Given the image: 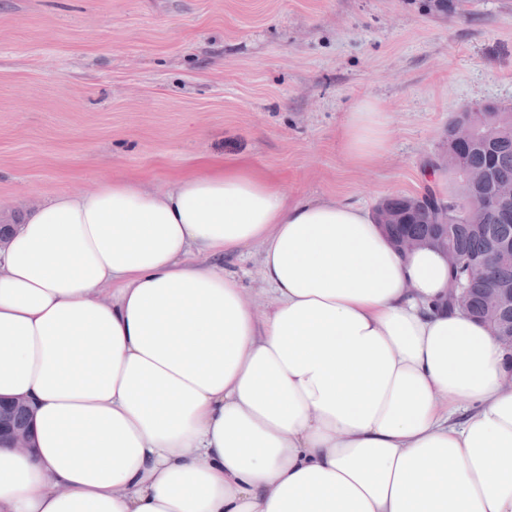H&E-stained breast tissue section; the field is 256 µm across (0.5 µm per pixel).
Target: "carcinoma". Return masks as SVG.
I'll use <instances>...</instances> for the list:
<instances>
[{
	"label": "carcinoma",
	"instance_id": "1",
	"mask_svg": "<svg viewBox=\"0 0 512 512\" xmlns=\"http://www.w3.org/2000/svg\"><path fill=\"white\" fill-rule=\"evenodd\" d=\"M472 0H423L422 7L429 13L465 15ZM475 122L474 141L457 146L451 136H446L442 147L460 150L462 166L460 175L453 180L466 184L472 210L467 218L456 208L455 195L443 200L429 189L417 196L423 207L413 211L410 197L393 196L390 205L403 214L404 228L412 234L425 235L434 225L447 223L448 248L461 259L448 272V294H453L455 284H462L468 275L469 264L482 260L492 248L504 252V258L491 270L486 286L506 290L512 296V221L501 220L496 208L480 206L481 201L495 186L512 188V107L499 104L486 105V111L477 116L455 115L453 121ZM469 317L487 324L495 336H512V305L504 309H488L474 293Z\"/></svg>",
	"mask_w": 512,
	"mask_h": 512
}]
</instances>
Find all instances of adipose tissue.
Returning <instances> with one entry per match:
<instances>
[{"instance_id": "obj_1", "label": "adipose tissue", "mask_w": 512, "mask_h": 512, "mask_svg": "<svg viewBox=\"0 0 512 512\" xmlns=\"http://www.w3.org/2000/svg\"><path fill=\"white\" fill-rule=\"evenodd\" d=\"M364 99L342 147L389 145ZM262 247L257 319L225 255ZM448 261L248 168L106 178L0 248V512H512V383ZM19 411H24L28 416L27 409L23 403L18 402L10 406L0 404V440L10 444L21 452H25L31 447L28 426L19 430H14L7 426L8 419Z\"/></svg>"}]
</instances>
